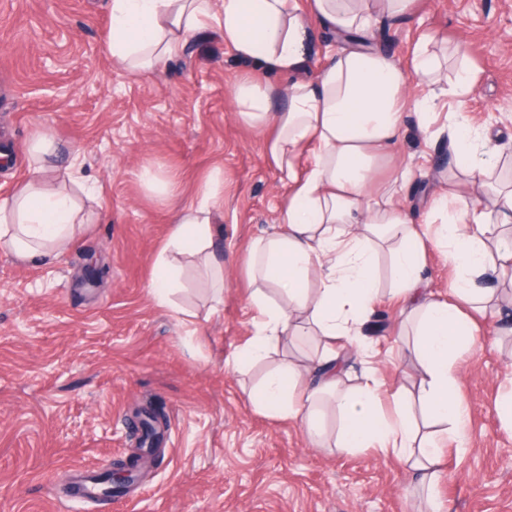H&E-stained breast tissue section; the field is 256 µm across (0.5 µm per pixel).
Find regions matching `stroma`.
I'll return each instance as SVG.
<instances>
[{
    "label": "stroma",
    "instance_id": "35a3bbf8",
    "mask_svg": "<svg viewBox=\"0 0 512 512\" xmlns=\"http://www.w3.org/2000/svg\"><path fill=\"white\" fill-rule=\"evenodd\" d=\"M109 0H0V199L28 171L30 145L50 132L56 161L101 189L97 218L56 260L0 250V512H428L419 473L375 450L340 452L329 432L314 447L300 423L249 398L265 371L236 369L251 337V240L280 223L286 189L265 136L239 122L233 92L260 77L218 35L202 31L149 75L113 66ZM375 45L407 65L422 36L446 62L442 86L466 72L465 101L443 98L440 116L464 113L492 144L512 143V0H418L399 22L377 23ZM342 49L314 25L294 78H313ZM427 89L409 79L401 138L377 180L410 169L404 203L421 221L433 176L454 158L420 134L414 104ZM224 174V303L211 311L202 271L159 305L151 281L180 208L213 170ZM152 171L161 183L146 184ZM102 270L84 282L89 265ZM384 297L365 341L387 388H412L418 359ZM501 316H485L475 354L461 361L470 423L464 451L446 447L440 512H512V424L497 396L512 365ZM155 407L167 424L153 464L125 495L96 503L69 495L70 474L138 447L135 412Z\"/></svg>",
    "mask_w": 512,
    "mask_h": 512
}]
</instances>
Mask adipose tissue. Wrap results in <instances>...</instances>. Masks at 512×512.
Segmentation results:
<instances>
[{
  "mask_svg": "<svg viewBox=\"0 0 512 512\" xmlns=\"http://www.w3.org/2000/svg\"><path fill=\"white\" fill-rule=\"evenodd\" d=\"M416 0H111L108 51L114 65L151 74L178 55L194 33L217 28L225 44L264 71L298 70L312 23L353 36L352 46L331 58L317 77L289 87L288 106L276 112L280 90L271 83L240 82L234 91L238 117L258 130H272L266 142L288 187L278 229L254 239L246 256L255 310L248 360L265 362L273 347L313 326L324 342L309 363L284 359L267 371L252 400L282 420L300 422L311 443L325 432L324 414L337 410L340 451L372 448L411 462L429 482L439 473L440 437L460 438L468 420L460 362L479 344L473 313L499 301L496 282L512 278V166L506 150L489 146L486 132L452 114L441 132L457 163L439 177L429 209L413 221L404 204L406 173L384 186L377 166L397 146L408 77L430 92L420 103L418 124L427 130L441 97V69L422 40L409 69L371 48L378 16L400 20ZM56 152L49 133L30 147V168L10 198L0 201V249L18 259L48 258L74 244L90 218L83 198H96L86 185L74 195L47 166ZM492 192L499 209L478 205ZM224 221V182L212 176L197 203L183 207L161 247L152 279L159 304H168L180 284L183 261L195 259L214 292L224 286V263L214 251L215 227ZM444 253L454 270L447 296L430 291L424 251ZM387 252L403 328L414 338L421 375L414 390L385 393L366 349V364L351 378L336 340L360 341L380 290L378 255ZM420 402L441 425L440 434L420 435L408 413Z\"/></svg>",
  "mask_w": 512,
  "mask_h": 512,
  "instance_id": "obj_1",
  "label": "adipose tissue"
}]
</instances>
